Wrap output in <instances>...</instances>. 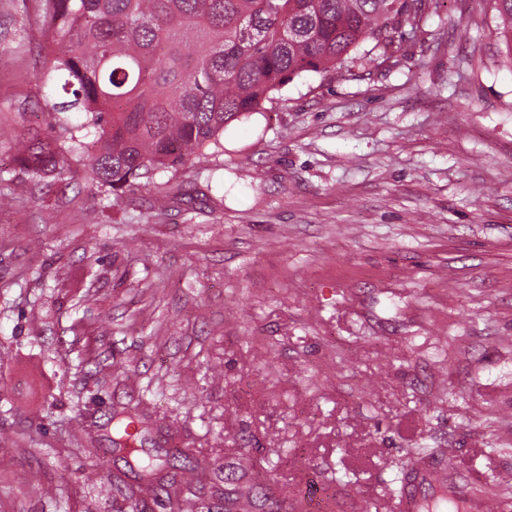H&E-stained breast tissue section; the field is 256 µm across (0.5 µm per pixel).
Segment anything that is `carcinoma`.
<instances>
[{"instance_id":"1","label":"carcinoma","mask_w":512,"mask_h":512,"mask_svg":"<svg viewBox=\"0 0 512 512\" xmlns=\"http://www.w3.org/2000/svg\"><path fill=\"white\" fill-rule=\"evenodd\" d=\"M438 0H40L49 65L67 100L48 131L15 134L11 148L26 180H67L86 162L104 201L178 173L223 147L225 128L304 72L339 73L367 40L420 28ZM498 27L512 55V0H496ZM131 418L111 442L139 440ZM173 512H198L199 489L180 480L163 489Z\"/></svg>"}]
</instances>
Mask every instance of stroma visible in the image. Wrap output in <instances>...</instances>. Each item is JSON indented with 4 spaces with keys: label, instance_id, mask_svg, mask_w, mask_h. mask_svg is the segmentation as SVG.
<instances>
[{
    "label": "stroma",
    "instance_id": "35a3bbf8",
    "mask_svg": "<svg viewBox=\"0 0 512 512\" xmlns=\"http://www.w3.org/2000/svg\"><path fill=\"white\" fill-rule=\"evenodd\" d=\"M495 0H445L338 77L224 132L211 179L103 207L83 164L31 185L38 0H0V512H128L151 455L192 452L203 512H399L422 447L469 495L512 487V54ZM180 188L165 211L156 196ZM119 420V425L116 428V438L111 437V442L123 449L129 450L132 453L135 448L133 447L139 440L141 430L137 426V422L131 418ZM138 451V450H136ZM134 451V452H136Z\"/></svg>",
    "mask_w": 512,
    "mask_h": 512
}]
</instances>
